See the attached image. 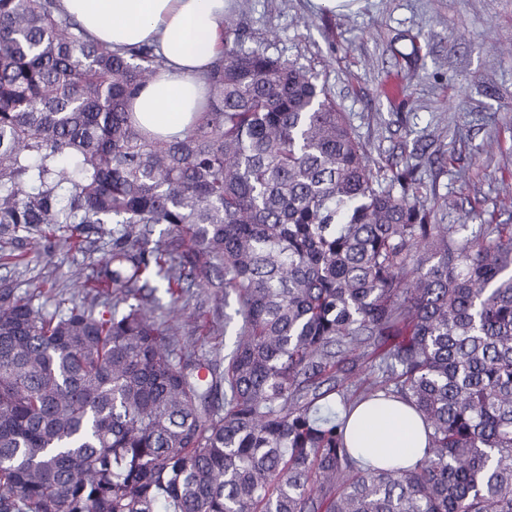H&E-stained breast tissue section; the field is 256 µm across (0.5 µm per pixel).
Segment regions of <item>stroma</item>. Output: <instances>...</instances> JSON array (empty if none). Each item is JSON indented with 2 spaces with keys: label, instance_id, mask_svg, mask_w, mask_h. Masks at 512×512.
I'll list each match as a JSON object with an SVG mask.
<instances>
[{
  "label": "stroma",
  "instance_id": "35a3bbf8",
  "mask_svg": "<svg viewBox=\"0 0 512 512\" xmlns=\"http://www.w3.org/2000/svg\"><path fill=\"white\" fill-rule=\"evenodd\" d=\"M250 47L312 69L365 145L379 181L405 165L439 224L469 211L512 224V0H232ZM108 238L72 249L33 235L0 247V287L35 292L52 312L79 298L76 270L101 259ZM182 313L184 344L213 357L198 314L223 322L224 294L201 291Z\"/></svg>",
  "mask_w": 512,
  "mask_h": 512
}]
</instances>
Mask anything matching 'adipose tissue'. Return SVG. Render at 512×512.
Returning <instances> with one entry per match:
<instances>
[{"mask_svg":"<svg viewBox=\"0 0 512 512\" xmlns=\"http://www.w3.org/2000/svg\"><path fill=\"white\" fill-rule=\"evenodd\" d=\"M230 0H59V8L76 19L97 42L129 49L148 44L164 59L158 77L129 102L140 123L162 137L182 134L205 105L202 77L214 61L221 23ZM370 408L359 405L347 421L349 445L364 441L378 460L392 458L404 438L426 446L422 422L407 405L395 404L392 414L363 423Z\"/></svg>","mask_w":512,"mask_h":512,"instance_id":"ef3b65f1","label":"adipose tissue"}]
</instances>
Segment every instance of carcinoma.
Here are the masks:
<instances>
[{"label": "carcinoma", "mask_w": 512, "mask_h": 512, "mask_svg": "<svg viewBox=\"0 0 512 512\" xmlns=\"http://www.w3.org/2000/svg\"><path fill=\"white\" fill-rule=\"evenodd\" d=\"M57 2L0 0V239L112 248L64 311L0 288V512H512V226L435 223L408 167L382 185L317 75L230 15L206 111L151 134L126 103L163 58ZM215 280L241 322L200 324L234 336L202 360L156 292ZM396 399L424 458L362 464L351 411Z\"/></svg>", "instance_id": "obj_1"}]
</instances>
